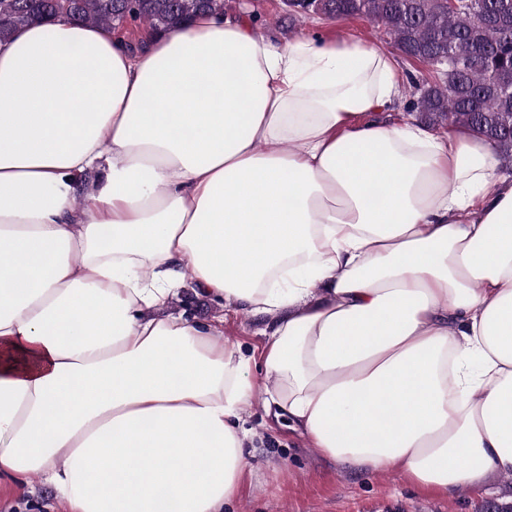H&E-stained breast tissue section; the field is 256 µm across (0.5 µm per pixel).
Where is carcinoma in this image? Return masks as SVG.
Listing matches in <instances>:
<instances>
[{
    "instance_id": "cac0c4a2",
    "label": "carcinoma",
    "mask_w": 512,
    "mask_h": 512,
    "mask_svg": "<svg viewBox=\"0 0 512 512\" xmlns=\"http://www.w3.org/2000/svg\"><path fill=\"white\" fill-rule=\"evenodd\" d=\"M79 23L113 28L126 14L154 32L177 28L202 12L221 14L224 0H0V42L20 28L62 12ZM297 19L362 17L382 25L405 57L434 66L442 78L419 82L406 110L426 122L463 125L512 161V0H291Z\"/></svg>"
}]
</instances>
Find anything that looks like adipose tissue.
I'll use <instances>...</instances> for the list:
<instances>
[{
    "mask_svg": "<svg viewBox=\"0 0 512 512\" xmlns=\"http://www.w3.org/2000/svg\"><path fill=\"white\" fill-rule=\"evenodd\" d=\"M386 50L201 13L147 34L59 16L0 45V480L68 512H224L256 389L357 469L512 476V180L407 116ZM191 288L187 285L182 290L179 301L175 306L176 312H183L185 316L200 321L207 320L218 312L214 305L202 296L195 294ZM265 326L266 322L261 317L224 310V342L229 346L240 345L248 356L253 353L258 356V349L265 341L262 335Z\"/></svg>",
    "mask_w": 512,
    "mask_h": 512,
    "instance_id": "ef3b65f1",
    "label": "adipose tissue"
}]
</instances>
